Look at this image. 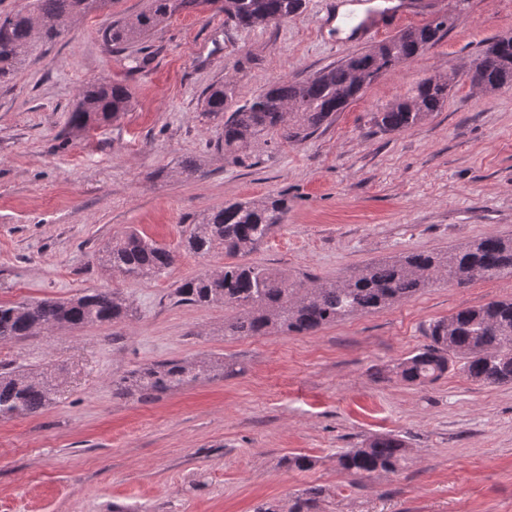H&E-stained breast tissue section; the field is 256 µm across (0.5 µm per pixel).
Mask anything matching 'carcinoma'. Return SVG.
I'll return each mask as SVG.
<instances>
[{
	"mask_svg": "<svg viewBox=\"0 0 512 512\" xmlns=\"http://www.w3.org/2000/svg\"><path fill=\"white\" fill-rule=\"evenodd\" d=\"M112 0H29L18 11L0 13V83L13 76L38 52L71 30L75 20ZM215 6L224 23L242 29L265 27L296 16L304 0H149L148 10L133 18H118L102 31L103 43L119 48L144 40L164 19L201 6ZM442 16L420 27H408L384 42L354 53L302 79L280 78L243 105L235 99L231 80L212 85L203 99V114L223 120L216 148L224 159L251 167L253 148L277 139L302 142L360 96L358 68L372 70L373 78L413 61L436 45L448 31ZM477 83L485 94L512 85V44L496 39L477 55ZM448 80L431 76L415 87L410 98L391 104L373 116L383 132H401L425 121L448 99ZM129 88L107 78L84 84L69 113L68 128L85 131L129 110ZM283 194L228 202L224 207L194 217L184 238L191 253L208 255L217 249L235 259L253 252L288 215ZM100 261L125 278L159 277L172 265L166 247L132 230L108 241ZM512 275V239L486 235L472 244L444 252H410L372 262L345 279L330 283L295 285L288 276L263 265L226 263L187 279L175 288L180 303L200 307L224 305L236 315L224 322V336H263L272 330L310 335L327 325L368 314L413 298L437 282L466 285ZM130 305L118 292L97 289L72 299H40L0 303V343L34 334L38 329L79 328L119 321ZM424 344L399 362L393 373L401 381L426 386L457 365L467 378L495 385L512 382V301H495L479 308H462L429 325ZM231 365L169 360L141 368L116 384L120 394L142 399L177 389L213 371ZM54 385L47 378L13 368L0 369V420L40 413L51 401ZM408 459L405 442L394 435L377 436L337 456L338 466L352 476L370 477L396 472ZM322 490L309 488L297 496L289 512H317Z\"/></svg>",
	"mask_w": 512,
	"mask_h": 512,
	"instance_id": "cac0c4a2",
	"label": "carcinoma"
}]
</instances>
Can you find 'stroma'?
Masks as SVG:
<instances>
[{
  "label": "stroma",
  "instance_id": "35a3bbf8",
  "mask_svg": "<svg viewBox=\"0 0 512 512\" xmlns=\"http://www.w3.org/2000/svg\"><path fill=\"white\" fill-rule=\"evenodd\" d=\"M338 2L305 0L288 21L250 30L183 12L110 52L102 29L149 5L114 0L0 85V302L110 288L132 307L116 323L0 344V366L58 384L40 413L0 420V512H253L310 487L325 491L321 512H512V383L485 385L453 368L416 387L391 373L435 320L512 299V276L440 282L307 336L229 339L232 309L172 295L225 263L223 252L184 248L187 218L272 193L287 196L288 221L245 260L299 283L489 233L512 238V90L486 95L460 79L418 126L383 133L372 121L423 79L462 71L487 42L512 36V0H423L407 26L447 12L453 27L334 123L301 143L258 144L250 168L215 149L220 125L200 112L211 84L233 78L243 103L278 78L361 51L336 30ZM144 54L150 64L130 71L129 57ZM101 77L130 87L131 109L67 132L79 88ZM187 158L196 174L181 173ZM132 228L171 252L167 275L124 279L100 264L102 244ZM215 359L233 372L150 399L115 389L148 365ZM384 433L410 450L398 472L357 479L339 468L338 452ZM292 454L316 464L288 467Z\"/></svg>",
  "mask_w": 512,
  "mask_h": 512
}]
</instances>
